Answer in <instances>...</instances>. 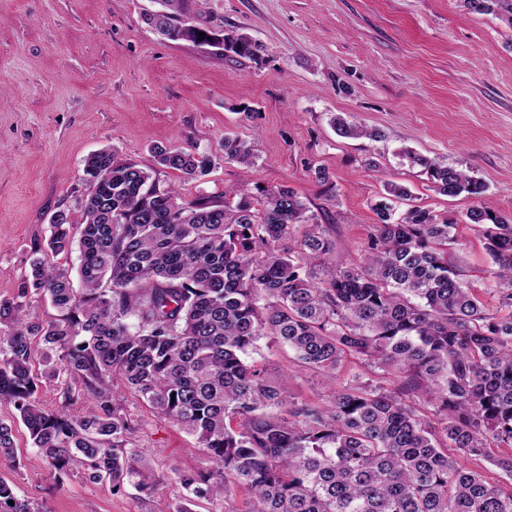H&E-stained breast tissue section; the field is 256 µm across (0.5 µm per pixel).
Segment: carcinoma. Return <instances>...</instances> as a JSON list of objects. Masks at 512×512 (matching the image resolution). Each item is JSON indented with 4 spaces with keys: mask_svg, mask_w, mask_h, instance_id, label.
<instances>
[{
    "mask_svg": "<svg viewBox=\"0 0 512 512\" xmlns=\"http://www.w3.org/2000/svg\"><path fill=\"white\" fill-rule=\"evenodd\" d=\"M145 22L169 41L207 45L256 59L264 46L184 21L188 0H155ZM493 13L507 0H467ZM205 36H200V33ZM342 137L381 133L333 118ZM224 159L254 165L250 147L224 135ZM155 163L190 178L213 160L189 148L156 146ZM433 190L481 196L465 171L404 151ZM84 222L59 211L45 243L31 246L17 293L0 298V401L19 412L31 444L54 469L78 464L92 482L119 492L156 488L143 458L127 447L133 426L111 399L119 376L158 414L196 436L214 462L184 474L181 486L219 503L232 488L249 499L224 512H512L506 491L457 465L450 452L490 462L512 480V219L474 206L464 223L486 240L505 314H490L448 266L444 246L456 225L409 203L376 204L364 263L349 266L319 231L301 197L285 186L249 185L191 200L160 187L140 163L110 148L85 159ZM297 224L311 228L292 245ZM79 249L81 291L54 257ZM34 295L59 317L33 320ZM262 336L293 348L300 363L333 376L353 355L404 378L396 391L347 387L327 410L290 403L245 362ZM63 379L62 406L35 393L39 376ZM424 390L438 422L421 418L408 396ZM95 398L80 418L68 407ZM0 456L15 458L12 426L0 420ZM14 504H8V501ZM0 512H31L0 481Z\"/></svg>",
    "mask_w": 512,
    "mask_h": 512,
    "instance_id": "cac0c4a2",
    "label": "carcinoma"
}]
</instances>
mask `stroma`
Segmentation results:
<instances>
[{"instance_id":"35a3bbf8","label":"stroma","mask_w":512,"mask_h":512,"mask_svg":"<svg viewBox=\"0 0 512 512\" xmlns=\"http://www.w3.org/2000/svg\"><path fill=\"white\" fill-rule=\"evenodd\" d=\"M151 0H0V298L14 295L29 250L56 212L81 223L84 161L99 149L152 165L151 149L211 155L199 179L158 168L183 199L223 197L242 180L294 189L317 215L337 258L361 264L388 180L414 204L457 223L448 261L488 309L498 302L494 265L465 212L482 203L512 217V24L471 11L464 0H189L187 21L245 33L260 58L168 41L143 21ZM385 138L336 134L334 115ZM251 145L255 165L225 161L222 141ZM409 149L469 170L482 198L435 193ZM323 167L331 180L316 182ZM289 401L326 409L345 385H401L399 375L346 357L336 378L298 365L294 352L262 337L247 357ZM118 406L134 425L131 447L159 483L143 494L113 492L84 469L51 468L13 405L16 460L0 480L33 512H174L179 477L213 467L196 438L157 414L122 382Z\"/></svg>"}]
</instances>
